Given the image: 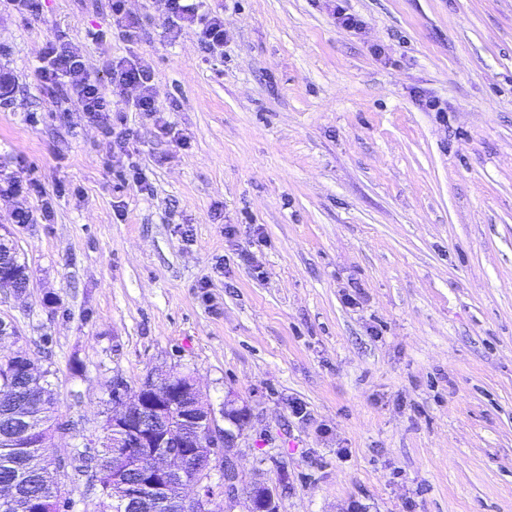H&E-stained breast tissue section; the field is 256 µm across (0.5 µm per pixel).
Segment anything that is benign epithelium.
Returning <instances> with one entry per match:
<instances>
[{"mask_svg":"<svg viewBox=\"0 0 512 512\" xmlns=\"http://www.w3.org/2000/svg\"><path fill=\"white\" fill-rule=\"evenodd\" d=\"M24 369L40 392L49 384L37 375L33 360L19 352L0 353V369ZM112 430L116 467L112 469V501L122 512L143 508L148 512H213L233 502L241 481L231 454L238 434L218 425L211 402L186 375L148 377L135 392L116 379L112 386V415L103 430ZM25 462L52 448L39 428H26ZM222 473L224 486L211 482V472ZM46 497L34 500L22 492L24 476L0 485V500L17 512H46L65 499L60 473L43 475ZM259 501L249 499L248 512H278L272 488L261 484Z\"/></svg>","mask_w":512,"mask_h":512,"instance_id":"7a95c632","label":"benign epithelium"}]
</instances>
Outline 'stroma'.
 Segmentation results:
<instances>
[{
  "label": "stroma",
  "instance_id": "1",
  "mask_svg": "<svg viewBox=\"0 0 512 512\" xmlns=\"http://www.w3.org/2000/svg\"><path fill=\"white\" fill-rule=\"evenodd\" d=\"M344 6L360 30L333 0H203L208 52L127 0L144 34L104 52L108 0H0V179L26 185L0 234L30 275L0 289V349L77 422L56 456L102 436L114 379L184 373L248 410L234 460L279 512H512V0ZM50 41L104 84L148 60L167 130L128 109L113 151L41 89ZM0 367L7 373H12L18 368H23V373L27 378L32 377L34 385L41 394L49 389V384L43 382L42 379L37 375L38 368L33 360H29L28 357L19 352H9L7 354L0 353Z\"/></svg>",
  "mask_w": 512,
  "mask_h": 512
}]
</instances>
